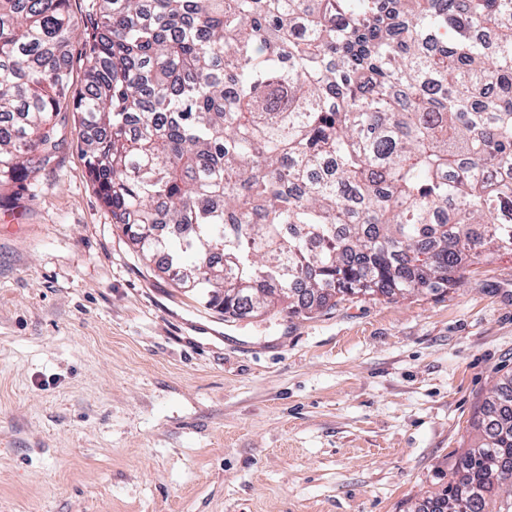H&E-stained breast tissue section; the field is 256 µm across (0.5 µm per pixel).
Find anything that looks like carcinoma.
Wrapping results in <instances>:
<instances>
[{"label": "carcinoma", "instance_id": "obj_1", "mask_svg": "<svg viewBox=\"0 0 512 512\" xmlns=\"http://www.w3.org/2000/svg\"><path fill=\"white\" fill-rule=\"evenodd\" d=\"M74 40L69 0H0V187L77 113L135 252L226 317L443 292L512 252V0H93L72 97ZM472 427L432 512H512L511 373Z\"/></svg>", "mask_w": 512, "mask_h": 512}]
</instances>
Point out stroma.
Returning a JSON list of instances; mask_svg holds the SVG:
<instances>
[{
    "instance_id": "1",
    "label": "stroma",
    "mask_w": 512,
    "mask_h": 512,
    "mask_svg": "<svg viewBox=\"0 0 512 512\" xmlns=\"http://www.w3.org/2000/svg\"><path fill=\"white\" fill-rule=\"evenodd\" d=\"M83 148L0 191V512H430L512 372V253L228 322L138 258Z\"/></svg>"
}]
</instances>
